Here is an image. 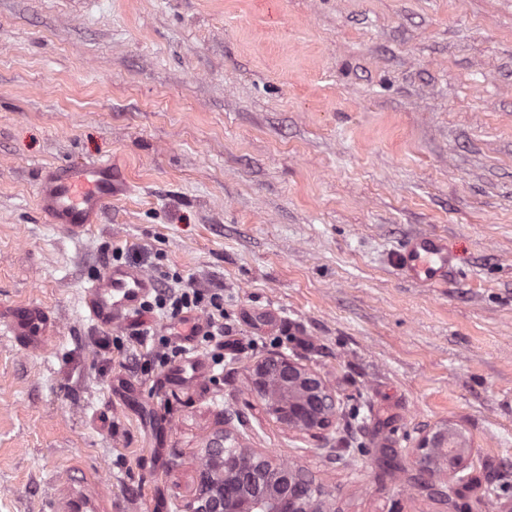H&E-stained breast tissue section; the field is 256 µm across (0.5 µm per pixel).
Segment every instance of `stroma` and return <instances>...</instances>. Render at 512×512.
Here are the masks:
<instances>
[{"label": "stroma", "mask_w": 512, "mask_h": 512, "mask_svg": "<svg viewBox=\"0 0 512 512\" xmlns=\"http://www.w3.org/2000/svg\"><path fill=\"white\" fill-rule=\"evenodd\" d=\"M107 160L126 193L86 232L49 223L41 175ZM417 233L455 252L445 287L398 271ZM116 250L223 294L222 376L159 391L130 329L86 316ZM21 303L54 318L48 345L7 331ZM273 352L335 390L323 442L252 393ZM226 418L338 512L512 503L479 500L512 472V0H0V512L91 470L111 512H173ZM444 422L474 448L448 501L410 454Z\"/></svg>", "instance_id": "stroma-1"}]
</instances>
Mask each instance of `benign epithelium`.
Segmentation results:
<instances>
[{
	"label": "benign epithelium",
	"mask_w": 512,
	"mask_h": 512,
	"mask_svg": "<svg viewBox=\"0 0 512 512\" xmlns=\"http://www.w3.org/2000/svg\"><path fill=\"white\" fill-rule=\"evenodd\" d=\"M251 390L266 415L286 430L321 437L339 413L335 392L314 370L283 353L250 369ZM413 464L428 487L448 499L468 480L472 449L464 431L446 423L420 434L411 448ZM191 494L175 512H336V499L300 464L247 448L228 424L197 449Z\"/></svg>",
	"instance_id": "1"
}]
</instances>
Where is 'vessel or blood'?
I'll list each match as a JSON object with an SVG mask.
<instances>
[{"label":"vessel or blood","instance_id":"obj_1","mask_svg":"<svg viewBox=\"0 0 512 512\" xmlns=\"http://www.w3.org/2000/svg\"><path fill=\"white\" fill-rule=\"evenodd\" d=\"M119 193L111 162L70 166L44 176L39 206L53 222L78 232L97 223L105 206ZM394 262L402 275L423 285L446 282L457 268V257L445 238L432 234L409 237L396 252ZM154 287L152 276L140 268L114 264L90 281L85 310L102 326L125 328L139 318L142 303ZM8 330L16 339L36 347L48 340L53 324L42 307L19 304L10 313ZM177 342L184 350L183 358L160 379L164 390L188 388L211 373L210 363L194 352L195 337L181 335Z\"/></svg>","mask_w":512,"mask_h":512}]
</instances>
